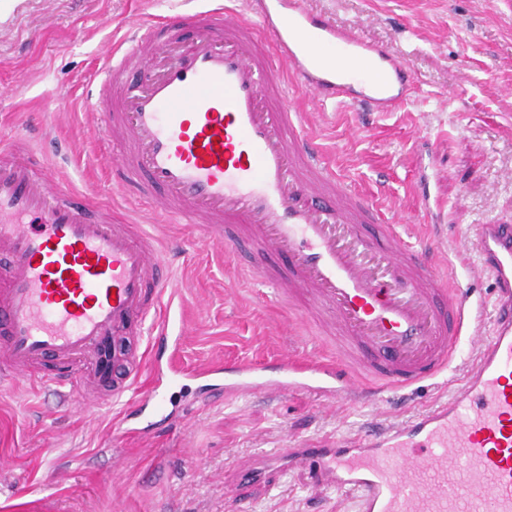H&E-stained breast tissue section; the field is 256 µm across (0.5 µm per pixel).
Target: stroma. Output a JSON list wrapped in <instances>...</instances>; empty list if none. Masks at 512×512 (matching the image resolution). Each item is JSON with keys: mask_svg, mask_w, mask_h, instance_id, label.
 Listing matches in <instances>:
<instances>
[{"mask_svg": "<svg viewBox=\"0 0 512 512\" xmlns=\"http://www.w3.org/2000/svg\"><path fill=\"white\" fill-rule=\"evenodd\" d=\"M365 41L403 57L415 82L397 112L342 107L323 112L319 143L358 190L386 187L407 198L419 178L448 205L438 230L458 251L453 286L491 298L472 248L483 224H512V0H305ZM182 0H0V129L27 126L29 150L60 183L91 194L173 249L183 312L192 329L179 352L181 375L168 391L183 426L157 438L121 436V406L68 409L51 393L0 390V512H350L333 486L295 468L272 481L226 490L236 464L271 455L291 437L356 432L403 422L445 399L475 353L461 345L447 373L426 387L388 393L343 413L310 393H262L196 402L193 372L278 354L308 362L314 328L278 302L246 261L199 248L191 224H164L97 164L107 137L86 136L100 49L124 22L174 13ZM63 112H46L47 95Z\"/></svg>", "mask_w": 512, "mask_h": 512, "instance_id": "stroma-1", "label": "stroma"}]
</instances>
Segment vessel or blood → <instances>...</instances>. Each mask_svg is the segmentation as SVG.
Segmentation results:
<instances>
[{
	"label": "vessel or blood",
	"mask_w": 512,
	"mask_h": 512,
	"mask_svg": "<svg viewBox=\"0 0 512 512\" xmlns=\"http://www.w3.org/2000/svg\"><path fill=\"white\" fill-rule=\"evenodd\" d=\"M192 34L144 20L104 54L93 110L112 141L101 159L168 223L195 224L211 245L252 248L251 266L318 326L310 369L282 357L276 374L243 361L231 378L207 368L208 398L312 392L326 403L380 398L430 380L461 340L473 361L448 399L386 428L301 438L242 464L259 484L300 466L335 485L354 512H512V224L476 234L493 303L448 286L435 236L405 241L386 212L354 191L312 134L327 102L392 112L414 83L403 59L307 8L204 0ZM432 223L448 220L429 185ZM167 246L110 207L56 182L20 133L0 134V383H26L101 404L135 392L134 434L166 407L158 346L187 330ZM284 257L286 269L272 267ZM490 328H483V316Z\"/></svg>",
	"instance_id": "b4317fda"
}]
</instances>
